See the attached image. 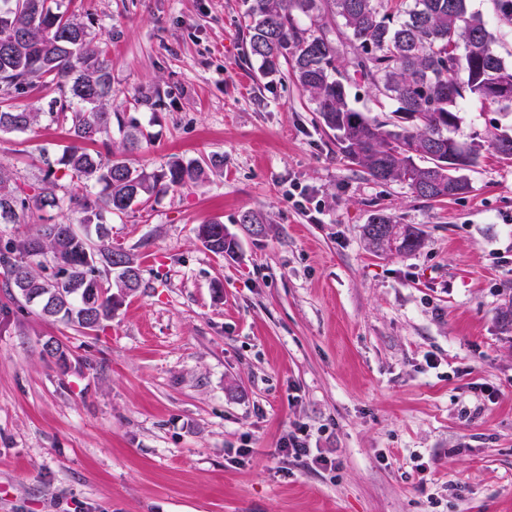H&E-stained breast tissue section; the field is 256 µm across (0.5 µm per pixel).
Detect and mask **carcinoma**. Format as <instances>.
<instances>
[{"mask_svg":"<svg viewBox=\"0 0 512 512\" xmlns=\"http://www.w3.org/2000/svg\"><path fill=\"white\" fill-rule=\"evenodd\" d=\"M247 56L259 62L261 75L291 68L295 80L314 101L323 126L333 133L339 152L372 180L386 182V168L404 169L396 181L414 196L443 201L456 196L448 185L471 190L465 171L482 157L483 144L466 143L467 161L460 168L448 159V143L463 104L512 114V101L489 93L492 84L512 86V63L495 50L496 36L470 0H247ZM491 18L512 31V0H489ZM307 18L310 28L301 27ZM12 31L0 41V132H25L41 113L16 104L35 88L56 89L49 103L50 121L69 125L71 144L54 158H44L40 182L23 194L11 170L0 166V209L9 205L10 223L37 208H75L74 221L36 224L31 234L0 241V268L10 287L40 314L94 331L112 319L122 293V279H112L108 257L113 247L109 226L134 204L204 180L208 168L223 165L180 158L160 171L133 165L127 153L150 140L138 119L112 111V58L90 27L63 8L60 0H0V29ZM375 95L397 104L392 117L380 121L353 107L348 87L355 76ZM123 136L124 150L112 152V124ZM63 170L72 190L60 196L55 174ZM430 180L437 190L416 192ZM98 192H92V189ZM408 254L421 245V232L403 225ZM198 239L210 252L235 256L233 235L218 221L198 225ZM51 254L52 272L40 257Z\"/></svg>","mask_w":512,"mask_h":512,"instance_id":"1","label":"carcinoma"}]
</instances>
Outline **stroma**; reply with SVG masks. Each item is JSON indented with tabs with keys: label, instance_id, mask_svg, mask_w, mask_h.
Segmentation results:
<instances>
[{
	"label": "stroma",
	"instance_id": "stroma-1",
	"mask_svg": "<svg viewBox=\"0 0 512 512\" xmlns=\"http://www.w3.org/2000/svg\"><path fill=\"white\" fill-rule=\"evenodd\" d=\"M64 3L151 134L132 161L224 164L113 219L142 283L103 329L0 277V512H512V161L484 147L469 193L416 198L345 159L289 74L259 76L244 0ZM69 142L45 117L0 132V163L25 191ZM378 211L422 246L368 249ZM214 220L236 258L198 240ZM296 423L334 469L278 460Z\"/></svg>",
	"mask_w": 512,
	"mask_h": 512
}]
</instances>
